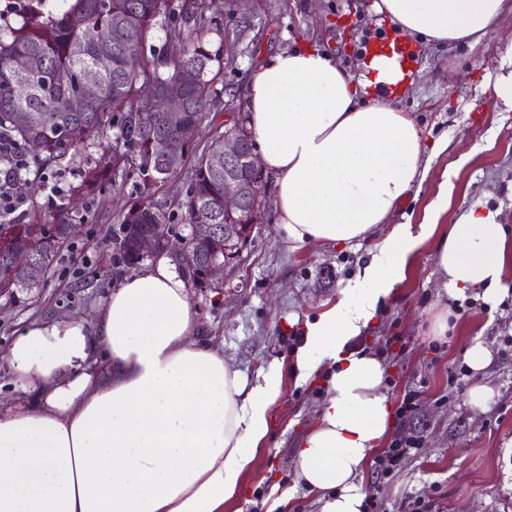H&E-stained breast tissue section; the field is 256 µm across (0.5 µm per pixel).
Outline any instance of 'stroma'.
<instances>
[{
    "instance_id": "35a3bbf8",
    "label": "stroma",
    "mask_w": 512,
    "mask_h": 512,
    "mask_svg": "<svg viewBox=\"0 0 512 512\" xmlns=\"http://www.w3.org/2000/svg\"><path fill=\"white\" fill-rule=\"evenodd\" d=\"M373 0H218L206 10L213 27L209 48L225 58L224 101L245 112V84L254 67L279 50L318 45L337 63L357 72L370 41L385 36ZM361 17L355 47L342 48L337 17ZM416 71L396 103L418 127L431 170L421 188L398 209L411 224L423 223L440 190L448 209L437 226L448 232L460 212L475 203L499 211L512 234V112L497 111L482 86L486 77L512 72V16H504L477 46H436L415 42ZM102 154L93 146L53 168L48 180L35 170L12 183L23 204L15 214L23 224L51 220L46 182L62 192L77 226L42 281L0 296V405L13 402L3 363L18 331L31 321L91 317L130 265L112 249V232L124 204L135 195L134 177L91 197L73 195L84 170ZM435 240L412 255L394 293L378 306L375 319L355 339L386 366L384 390L400 405L408 390H419V409L395 420L390 439L419 436L423 444L389 476L377 458L364 466L363 495H373L385 512H402L409 498L431 501L436 512H512V264L502 275L497 302L487 303L478 288L465 297L447 296L445 275L435 258ZM374 241L310 244L292 250L280 238L273 208H266L253 238L227 264L215 288H193L198 341L217 346L248 381L277 372L280 393L268 407V429L243 475V488L224 503V512H319L318 497L298 480L294 452L314 426L326 396L327 366L306 381L296 368L305 326L316 321L354 288L359 270L375 253ZM452 318L446 336H433L441 308ZM490 351L484 370L469 367L475 344ZM492 394L484 408L468 401L472 387Z\"/></svg>"
}]
</instances>
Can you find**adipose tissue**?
<instances>
[{"mask_svg":"<svg viewBox=\"0 0 512 512\" xmlns=\"http://www.w3.org/2000/svg\"><path fill=\"white\" fill-rule=\"evenodd\" d=\"M376 13L434 44L475 45L512 0H375ZM394 53L353 74L303 44L256 66L248 126L276 178L274 222L291 248L379 236L342 298L308 324L302 379L330 361L328 394L294 468L320 512H361L364 464L393 424L385 365L349 349L434 225L394 223L429 175L412 118L382 89L405 87ZM452 298L496 301L511 252L496 212L465 208L435 249ZM186 282L167 259L124 276L92 321L22 328L6 361L17 397L0 410V512H224L267 431L279 375L249 385L220 348L195 340Z\"/></svg>","mask_w":512,"mask_h":512,"instance_id":"obj_1","label":"adipose tissue"}]
</instances>
